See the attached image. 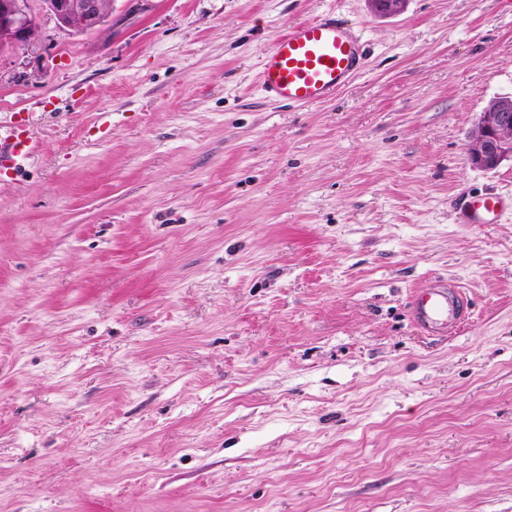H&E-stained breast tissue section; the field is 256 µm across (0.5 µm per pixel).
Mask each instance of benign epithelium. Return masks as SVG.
Wrapping results in <instances>:
<instances>
[{
    "label": "benign epithelium",
    "instance_id": "7a95c632",
    "mask_svg": "<svg viewBox=\"0 0 512 512\" xmlns=\"http://www.w3.org/2000/svg\"><path fill=\"white\" fill-rule=\"evenodd\" d=\"M30 0H0V52L26 49L38 27L29 7ZM59 23L74 32L96 31L109 18L112 0H42ZM407 0H369L372 10L391 16L404 10ZM467 154L470 164L494 169L512 161V96L491 100L479 113L469 137Z\"/></svg>",
    "mask_w": 512,
    "mask_h": 512
}]
</instances>
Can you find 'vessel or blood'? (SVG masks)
Segmentation results:
<instances>
[{"mask_svg": "<svg viewBox=\"0 0 512 512\" xmlns=\"http://www.w3.org/2000/svg\"><path fill=\"white\" fill-rule=\"evenodd\" d=\"M361 70L358 37L347 21L327 12L290 26L265 53L259 83L269 97L296 105L327 101L345 88ZM36 145L30 135L11 129L7 154L12 168H19ZM506 209L504 199L493 193L468 196L461 212L467 224L497 223ZM464 309L455 285L417 293L412 314L423 327L453 322Z\"/></svg>", "mask_w": 512, "mask_h": 512, "instance_id": "obj_1", "label": "vessel or blood"}]
</instances>
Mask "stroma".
Returning a JSON list of instances; mask_svg holds the SVG:
<instances>
[{"mask_svg": "<svg viewBox=\"0 0 512 512\" xmlns=\"http://www.w3.org/2000/svg\"><path fill=\"white\" fill-rule=\"evenodd\" d=\"M0 54V512H512V161L466 141L512 95V0H39ZM364 66L275 103L265 52L327 11ZM462 287L428 335L411 295ZM59 23L74 32L96 31L109 18L112 0H41ZM9 141L8 144L3 140V144L1 146V138H0V157H2L5 149H8V160L12 168H19L21 166V162L28 159L29 156L33 153L36 148L35 143L32 140V137L26 133L19 132L18 128L13 127L11 129L10 134L5 138ZM506 209L504 199L493 193L469 195L461 212L466 224H495Z\"/></svg>", "mask_w": 512, "mask_h": 512, "instance_id": "obj_1", "label": "stroma"}]
</instances>
